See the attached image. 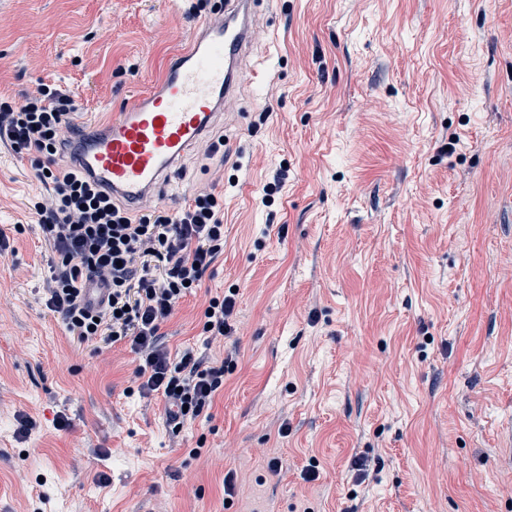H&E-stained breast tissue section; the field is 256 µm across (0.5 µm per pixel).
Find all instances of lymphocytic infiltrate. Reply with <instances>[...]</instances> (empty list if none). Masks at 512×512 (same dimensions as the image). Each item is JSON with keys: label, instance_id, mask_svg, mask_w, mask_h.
I'll list each match as a JSON object with an SVG mask.
<instances>
[{"label": "lymphocytic infiltrate", "instance_id": "1", "mask_svg": "<svg viewBox=\"0 0 512 512\" xmlns=\"http://www.w3.org/2000/svg\"><path fill=\"white\" fill-rule=\"evenodd\" d=\"M73 98L41 85L23 102L0 98V144L26 158L45 191L31 204L53 258L45 306L77 343H129L139 360L132 382L143 395L163 397L175 428L211 408L224 369L206 365L192 349L178 354L161 343V329L224 250V206L201 190L181 210L132 214L111 194L56 156L73 152ZM108 288L105 305L84 298L92 285ZM234 294L211 297L201 333L207 340L234 332Z\"/></svg>", "mask_w": 512, "mask_h": 512}]
</instances>
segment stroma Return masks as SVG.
Listing matches in <instances>:
<instances>
[{"label":"stroma","mask_w":512,"mask_h":512,"mask_svg":"<svg viewBox=\"0 0 512 512\" xmlns=\"http://www.w3.org/2000/svg\"><path fill=\"white\" fill-rule=\"evenodd\" d=\"M187 8L0 0V96L45 83L108 119ZM273 27L212 131L224 181L193 149L161 203L224 199V251L162 328L225 367L180 433L128 395L127 343L78 344L43 306V185L0 147V512H512V0H284ZM231 288L235 332L206 342Z\"/></svg>","instance_id":"1"}]
</instances>
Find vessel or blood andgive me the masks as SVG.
Returning a JSON list of instances; mask_svg holds the SVG:
<instances>
[{"instance_id": "vessel-or-blood-1", "label": "vessel or blood", "mask_w": 512, "mask_h": 512, "mask_svg": "<svg viewBox=\"0 0 512 512\" xmlns=\"http://www.w3.org/2000/svg\"><path fill=\"white\" fill-rule=\"evenodd\" d=\"M260 0H224L187 34L188 46L101 129L82 136L77 169L138 212L163 199L187 153L238 102L255 49L271 34Z\"/></svg>"}]
</instances>
